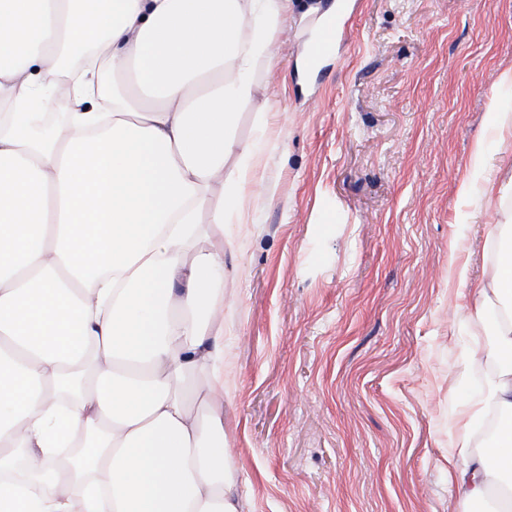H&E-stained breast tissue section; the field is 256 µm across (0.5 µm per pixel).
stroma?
<instances>
[{"label":"stroma","instance_id":"obj_1","mask_svg":"<svg viewBox=\"0 0 512 512\" xmlns=\"http://www.w3.org/2000/svg\"><path fill=\"white\" fill-rule=\"evenodd\" d=\"M335 5L306 82L300 6L256 76L283 135L246 223L224 227L246 238L224 264L231 493L238 512H467L446 458L483 339L456 269L491 263L489 188L512 175V132L474 165L491 105H512V0Z\"/></svg>","mask_w":512,"mask_h":512}]
</instances>
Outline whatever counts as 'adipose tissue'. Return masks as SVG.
Returning <instances> with one entry per match:
<instances>
[{"label":"adipose tissue","instance_id":"ef3b65f1","mask_svg":"<svg viewBox=\"0 0 512 512\" xmlns=\"http://www.w3.org/2000/svg\"><path fill=\"white\" fill-rule=\"evenodd\" d=\"M293 7L0 0V512H237L224 249L199 243L241 223L278 145L256 73ZM485 242L470 318L494 339L460 372L489 385L456 414L448 482L512 512V209Z\"/></svg>","mask_w":512,"mask_h":512}]
</instances>
